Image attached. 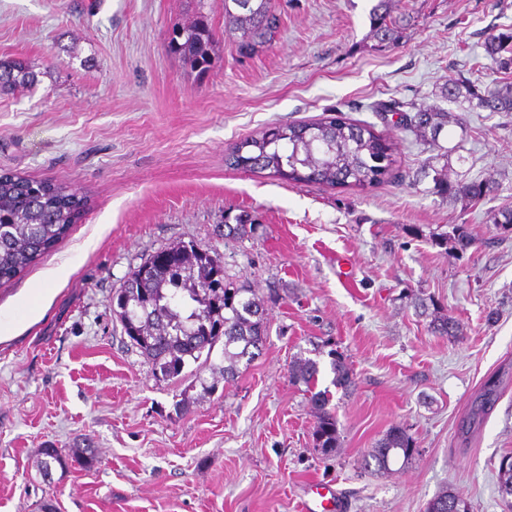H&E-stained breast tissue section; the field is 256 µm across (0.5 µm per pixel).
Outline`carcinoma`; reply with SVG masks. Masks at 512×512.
<instances>
[{"label":"carcinoma","mask_w":512,"mask_h":512,"mask_svg":"<svg viewBox=\"0 0 512 512\" xmlns=\"http://www.w3.org/2000/svg\"><path fill=\"white\" fill-rule=\"evenodd\" d=\"M192 19L175 23L168 32L169 52L182 60L198 77L209 73L215 64L217 46L207 0H194ZM388 0H379L372 8L374 36L381 41L392 39L394 26L387 20ZM224 23L239 33L238 48L251 53L270 41L280 26L271 10L270 0H224ZM512 42V32L492 35L486 52L500 68L512 66V57H500ZM38 72L25 58L0 60V94L18 87H32ZM448 101L465 93L489 112H512V84L496 85L478 91L460 78L448 80ZM389 109L400 115L397 125L417 132L430 147H439L438 139L448 123L463 127L464 118L448 120L443 112H430L415 104L403 111L391 104ZM379 137L362 123L343 122L334 118L314 122L274 126L261 137L242 140L225 159L228 167L270 174L295 184L326 186H361L377 181L386 174L390 156L376 152ZM437 192L449 198L480 200L495 191L487 181H452L445 175L435 178ZM85 199L65 183L47 180L45 187L20 174H0V285L11 282L39 256L63 239L82 218ZM255 231L247 214L224 225V237L244 240ZM441 246L464 249L469 245L463 224L435 238ZM278 298L272 290L260 297L245 283H237L224 273V262L212 248L189 242L160 249L128 274L112 300V315L150 366L158 382L178 377L189 361L211 355L224 342V381L234 380L241 361L251 362L265 342L264 305ZM416 307L430 318V332L441 337L462 335V326L436 303L420 299ZM333 377L331 385L344 392L355 386V378L344 354L328 352ZM318 362L297 357L289 367L291 379L312 389L317 386ZM512 367L485 379L457 425L458 438L466 442L479 429L501 397ZM317 406L313 430L314 444L327 454L340 447V432L335 415L327 409L329 390L313 394ZM418 454L415 440L400 425L391 427L361 459V467L391 475L392 465L404 469ZM42 455L60 467L72 460L90 469L98 463L95 448H44ZM497 483L503 500L512 497V460L501 458ZM425 512H471V503L453 491H444L431 499Z\"/></svg>","instance_id":"1"}]
</instances>
